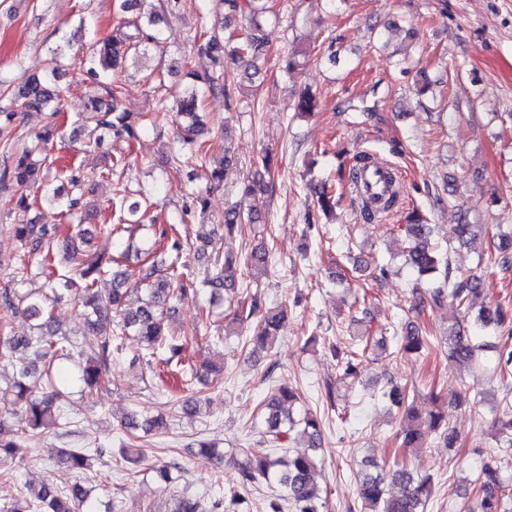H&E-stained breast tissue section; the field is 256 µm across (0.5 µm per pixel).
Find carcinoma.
I'll use <instances>...</instances> for the list:
<instances>
[{"mask_svg":"<svg viewBox=\"0 0 512 512\" xmlns=\"http://www.w3.org/2000/svg\"><path fill=\"white\" fill-rule=\"evenodd\" d=\"M167 5H156L155 0H113V8L120 16L131 13L134 18L121 21L112 34L92 49L79 63V71L98 81L108 98L92 102L84 122L90 127L89 135L110 132L117 139L128 142L137 139L139 127L133 113L120 109V101L112 88V75L123 67L127 56L136 57L151 46L161 43L163 25L167 14L179 10L181 0H166ZM224 21L220 20L201 33L200 48L216 58L224 56ZM271 30L262 12L256 8L249 11L245 26L241 28L238 57L246 54L259 58L266 54ZM63 48L56 47L48 62L45 76L29 77L14 104L20 108L48 112L54 117L61 112L60 91L54 84L59 77L57 59ZM190 76L201 79V84L192 87L177 105L175 121L179 127L177 143L179 149L200 151L198 139L205 133V124L198 112L200 97L207 93L229 97L230 75L222 70L201 78L192 72ZM371 159L365 154H356L354 164L343 170L342 178L355 189L359 172ZM48 156L39 159L30 151L16 156L11 166L0 172V182H9L21 190L18 206L28 210V193L34 192L40 200L50 205L57 204L71 215L82 207L84 179L73 175L67 179L70 188L53 183L50 177ZM265 191L262 175L242 182L239 200L224 211V231L231 233L245 221H255L259 209L258 195ZM399 193L394 191L380 210H373L361 203L364 215L372 220L377 214H389L396 207ZM337 201L327 186L318 192L316 205L322 214H327ZM128 211L133 220H120V224L102 225L109 236H116L122 251L119 258L100 255L93 260L75 263L79 254L75 237L70 229L48 228L44 224L31 222L14 224V236L24 248L41 258L42 271L52 269L55 253L63 254L62 264L69 274L58 278L47 275V287L20 292L13 288L0 291V310L12 314L22 312L35 321L36 333L0 338V361L15 366V373L7 387H0V401L10 394V407L0 411V428L4 420L12 419L18 424L20 439L5 441L0 437V478L13 479L28 460L29 441L59 428L62 400L69 397L70 389L92 392L101 386L112 365L113 344L132 334L148 346H164L170 358L184 351V344L168 331L172 310L171 302L187 297L189 291L180 280L176 267L184 249L180 240L165 243L167 230L151 242L137 237L144 227L143 221L155 226L159 217L140 211V203L129 204ZM432 225L423 223L418 214L410 216L405 225V235L411 242L405 254L406 265L418 277L427 278L432 284L428 297L418 300L416 307L429 303L440 308L451 302L458 314L448 324V334L442 337L449 356L465 367L482 366L504 383L506 395L496 419L495 447L489 449L480 474L471 489L464 488L460 497L477 498L479 512H509L505 507V490L512 485V475H505L512 457V310L500 304L483 305L474 310V298L483 292L482 281L477 275H459L451 266L449 258L430 248L428 239ZM497 249V267L502 273L512 271V236L500 238ZM124 260L135 268L139 278L146 283V296L137 300L129 298L123 288L128 270L112 271V293L102 299L94 293L97 276L109 265ZM253 269H264L269 263V251L255 248L244 260L233 256L224 257V263L207 271L201 285L210 290V303H215L224 290L235 287L236 272L240 264ZM64 299H73L82 307L87 319L88 333L84 345L78 347L52 324L48 308ZM286 320L285 310L263 314L264 325L250 343L256 349L273 345ZM434 337L427 335L419 323L407 322L398 337L395 354L417 355L430 347ZM330 354L336 359V383L324 385V394L329 404H335L336 386H352L359 381L364 352L353 350L350 344L336 340L327 344ZM383 399L392 409L402 412L403 430L401 447L416 451L429 443L448 448L454 447L456 435L449 427L448 405L439 403L438 396L431 397L426 408L410 398L409 388L389 381L382 393ZM265 430L262 439L254 447L245 448L241 455H226L215 443L198 442V454L219 463L225 461L238 470L237 487L224 498L206 504L203 500L183 494L170 503L169 512H229L238 506L245 496L261 480L276 481L283 494L272 497L266 512H283L289 503L293 512H325L327 499L315 480L314 457L298 453L288 457L277 455L272 446L282 441L286 434H295L306 441V447L317 452L324 446L323 418L309 409L300 408L299 397L286 384L276 389L274 396L265 404ZM104 452H93L85 448L66 449L61 463L72 470H91L93 463ZM368 471L357 476L354 505L347 512H426L433 496L434 479L430 475H419L407 468L399 454L393 460L364 462ZM400 487L398 493L389 491V485ZM91 490L76 482L66 490H59L53 483L42 481L27 484L26 496L13 504L7 512H82L92 509Z\"/></svg>","mask_w":512,"mask_h":512,"instance_id":"1","label":"carcinoma"}]
</instances>
